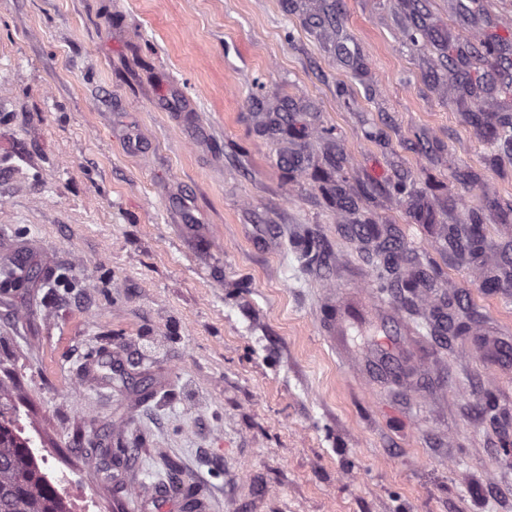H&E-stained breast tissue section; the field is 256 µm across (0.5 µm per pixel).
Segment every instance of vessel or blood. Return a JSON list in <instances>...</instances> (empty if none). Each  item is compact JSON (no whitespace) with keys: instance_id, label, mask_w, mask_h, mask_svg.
<instances>
[{"instance_id":"b4317fda","label":"vessel or blood","mask_w":512,"mask_h":512,"mask_svg":"<svg viewBox=\"0 0 512 512\" xmlns=\"http://www.w3.org/2000/svg\"><path fill=\"white\" fill-rule=\"evenodd\" d=\"M391 306L376 299L367 289H360L358 296L340 297L336 307L326 320V334L329 343L342 359L353 355L351 337L356 330L377 336L381 350H388L392 336H411L415 329L405 322L388 326L378 323V316L390 313Z\"/></svg>"}]
</instances>
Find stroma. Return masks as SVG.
Instances as JSON below:
<instances>
[{"label": "stroma", "mask_w": 512, "mask_h": 512, "mask_svg": "<svg viewBox=\"0 0 512 512\" xmlns=\"http://www.w3.org/2000/svg\"><path fill=\"white\" fill-rule=\"evenodd\" d=\"M505 14L0 0V393L71 512H512ZM363 282L407 375L325 340Z\"/></svg>", "instance_id": "35a3bbf8"}]
</instances>
